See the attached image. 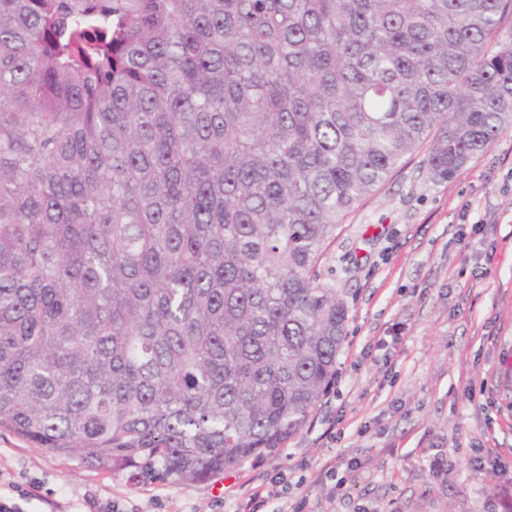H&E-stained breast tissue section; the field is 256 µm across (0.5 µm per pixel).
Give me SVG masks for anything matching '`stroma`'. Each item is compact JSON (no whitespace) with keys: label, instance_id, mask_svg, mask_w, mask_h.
<instances>
[{"label":"stroma","instance_id":"1","mask_svg":"<svg viewBox=\"0 0 512 512\" xmlns=\"http://www.w3.org/2000/svg\"><path fill=\"white\" fill-rule=\"evenodd\" d=\"M425 157L363 200L326 251L347 340L296 436L183 482L0 429V482L38 493L24 512H236L281 474L273 510L304 498L310 512H512V128L451 180Z\"/></svg>","mask_w":512,"mask_h":512}]
</instances>
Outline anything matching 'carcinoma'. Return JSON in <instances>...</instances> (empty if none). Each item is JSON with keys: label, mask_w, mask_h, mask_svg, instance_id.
<instances>
[{"label": "carcinoma", "mask_w": 512, "mask_h": 512, "mask_svg": "<svg viewBox=\"0 0 512 512\" xmlns=\"http://www.w3.org/2000/svg\"><path fill=\"white\" fill-rule=\"evenodd\" d=\"M512 0H0V427L200 481L297 435L344 218L512 126Z\"/></svg>", "instance_id": "cac0c4a2"}]
</instances>
